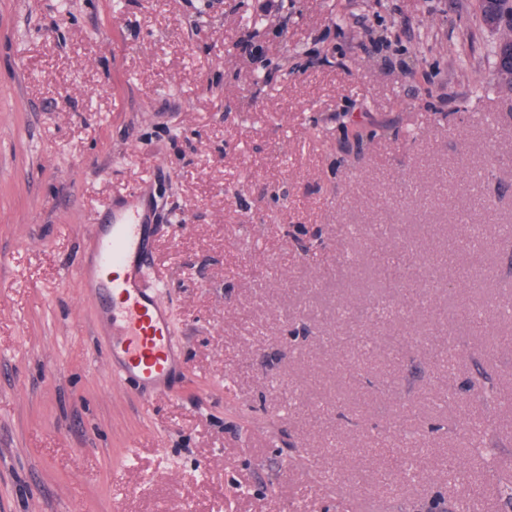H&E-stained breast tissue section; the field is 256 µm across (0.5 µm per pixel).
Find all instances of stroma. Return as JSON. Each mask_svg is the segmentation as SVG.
Returning a JSON list of instances; mask_svg holds the SVG:
<instances>
[{"label":"stroma","mask_w":512,"mask_h":512,"mask_svg":"<svg viewBox=\"0 0 512 512\" xmlns=\"http://www.w3.org/2000/svg\"><path fill=\"white\" fill-rule=\"evenodd\" d=\"M114 1L0 0V512H446L460 422L512 461V404L461 389L512 393L499 33L476 0ZM138 188L178 347L155 399L74 275ZM423 432L416 477L370 497L375 438Z\"/></svg>","instance_id":"1"}]
</instances>
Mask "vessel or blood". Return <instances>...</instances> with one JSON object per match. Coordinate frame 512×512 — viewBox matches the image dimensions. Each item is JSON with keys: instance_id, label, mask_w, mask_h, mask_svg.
<instances>
[{"instance_id": "1", "label": "vessel or blood", "mask_w": 512, "mask_h": 512, "mask_svg": "<svg viewBox=\"0 0 512 512\" xmlns=\"http://www.w3.org/2000/svg\"><path fill=\"white\" fill-rule=\"evenodd\" d=\"M146 219L138 207L113 211L109 223L93 224V267L78 266V277L104 299L112 320L105 354L117 379H131L150 395L164 393L174 366L175 343L158 289L145 284Z\"/></svg>"}]
</instances>
